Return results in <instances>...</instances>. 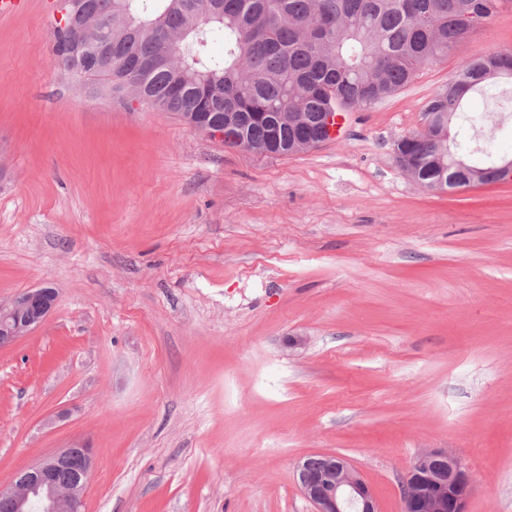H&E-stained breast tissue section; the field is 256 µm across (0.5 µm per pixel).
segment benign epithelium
Here are the masks:
<instances>
[{
    "label": "benign epithelium",
    "instance_id": "1",
    "mask_svg": "<svg viewBox=\"0 0 512 512\" xmlns=\"http://www.w3.org/2000/svg\"><path fill=\"white\" fill-rule=\"evenodd\" d=\"M56 302L54 289L44 287L0 298V348L14 344L41 325ZM320 454L297 464V482L315 512H378L370 484L344 458L332 457L328 468L317 469ZM78 461L79 478L57 486L49 476ZM444 464L437 469L435 463ZM94 467L89 444L81 439L45 455L0 487L14 501L15 512H82L84 493ZM472 493L468 468L445 448L421 452L409 466L402 485L403 512H467Z\"/></svg>",
    "mask_w": 512,
    "mask_h": 512
}]
</instances>
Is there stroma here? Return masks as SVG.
I'll return each mask as SVG.
<instances>
[{"mask_svg":"<svg viewBox=\"0 0 512 512\" xmlns=\"http://www.w3.org/2000/svg\"><path fill=\"white\" fill-rule=\"evenodd\" d=\"M57 17L0 20V298L57 294L0 348V487L82 439L83 512H313L296 466L329 453L401 512L448 448L468 512H512V179L428 192L393 151L460 59L512 51V0L292 156L76 82ZM510 99L467 101L497 158Z\"/></svg>","mask_w":512,"mask_h":512,"instance_id":"1","label":"stroma"}]
</instances>
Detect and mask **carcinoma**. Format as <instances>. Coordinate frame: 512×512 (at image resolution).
I'll list each match as a JSON object with an SVG mask.
<instances>
[{
    "instance_id": "cac0c4a2",
    "label": "carcinoma",
    "mask_w": 512,
    "mask_h": 512,
    "mask_svg": "<svg viewBox=\"0 0 512 512\" xmlns=\"http://www.w3.org/2000/svg\"><path fill=\"white\" fill-rule=\"evenodd\" d=\"M72 29L52 30L54 61L78 82H111L185 124L230 125L261 155H288L303 129L328 138L324 112L366 110L444 59L466 37L467 11L493 16L500 0H64ZM96 16L112 17L99 29ZM220 32L224 50H210ZM512 81V52L462 61L425 105L437 128L394 143L404 172L422 188L504 181L494 162L471 159L467 140H450L453 121L471 126L467 96Z\"/></svg>"
}]
</instances>
